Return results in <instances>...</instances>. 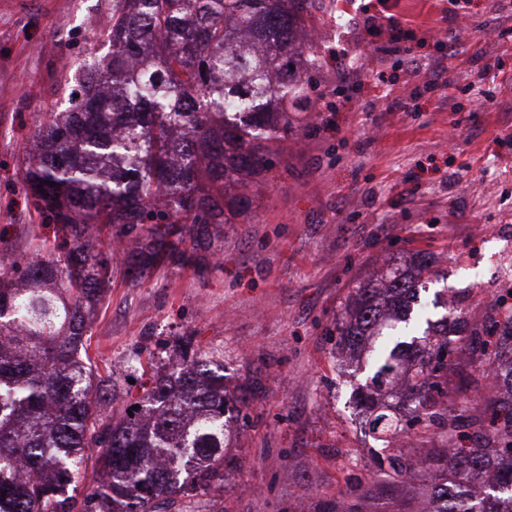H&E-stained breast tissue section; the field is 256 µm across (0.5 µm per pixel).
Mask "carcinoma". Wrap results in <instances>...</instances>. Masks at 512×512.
I'll use <instances>...</instances> for the list:
<instances>
[{
  "instance_id": "1",
  "label": "carcinoma",
  "mask_w": 512,
  "mask_h": 512,
  "mask_svg": "<svg viewBox=\"0 0 512 512\" xmlns=\"http://www.w3.org/2000/svg\"><path fill=\"white\" fill-rule=\"evenodd\" d=\"M308 0H114L108 29L91 41L111 51L68 86L63 112L37 113L35 152L22 171L26 198L52 227L34 236L33 261L0 250V512H173L224 481V440L247 387L224 394V360L174 352L181 367L151 368L137 409L112 415V376L89 353L90 317L112 269L92 253L130 246L126 273L187 260L178 244L209 246L216 229L247 219L239 193L274 166L272 144L306 127L290 109L317 88L321 57L300 39ZM56 186H50V183ZM432 275L423 255L360 284L336 326L337 346L368 349L371 381H401L412 421L459 433L463 444L429 449L430 512H512V397L431 404L438 378L462 349L512 381V306L503 299L477 323L450 314L400 364L409 314ZM369 429L394 427L380 412ZM93 462L97 485L77 492ZM384 475L415 476L410 454L390 455ZM496 472L497 478L487 479ZM483 489L478 498L463 492ZM385 484L371 478L319 512H363Z\"/></svg>"
}]
</instances>
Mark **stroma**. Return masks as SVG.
Instances as JSON below:
<instances>
[{"instance_id":"stroma-1","label":"stroma","mask_w":512,"mask_h":512,"mask_svg":"<svg viewBox=\"0 0 512 512\" xmlns=\"http://www.w3.org/2000/svg\"><path fill=\"white\" fill-rule=\"evenodd\" d=\"M380 16L385 31L366 28ZM112 0H0V246L28 255L44 226L21 172L34 115L67 106L64 83L104 45ZM318 95L360 78L336 109L313 113L251 183L250 219L228 224L208 266H163L138 280L100 246L112 285L91 317V348L111 366L121 411L147 364L176 341L224 358L228 394L256 381L247 419H232L219 492L189 512H314L376 476L396 444L370 432L352 395L365 361H339L336 322L352 290L421 251L438 279L420 294L463 316L512 293V0H318ZM411 99L413 111L398 109ZM421 481L391 480L376 512H413Z\"/></svg>"}]
</instances>
